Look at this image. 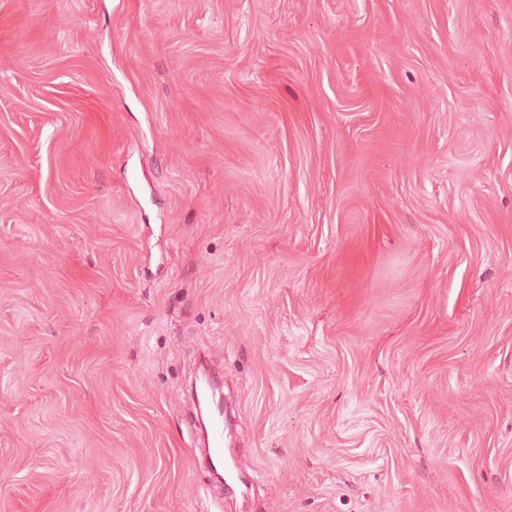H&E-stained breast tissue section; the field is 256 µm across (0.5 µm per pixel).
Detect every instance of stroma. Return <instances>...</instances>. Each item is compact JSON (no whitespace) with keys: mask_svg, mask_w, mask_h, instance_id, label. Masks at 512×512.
Segmentation results:
<instances>
[{"mask_svg":"<svg viewBox=\"0 0 512 512\" xmlns=\"http://www.w3.org/2000/svg\"><path fill=\"white\" fill-rule=\"evenodd\" d=\"M0 512H512V0H0ZM214 413L210 431V455L221 460L224 457V405L222 402L213 403Z\"/></svg>","mask_w":512,"mask_h":512,"instance_id":"1","label":"stroma"}]
</instances>
